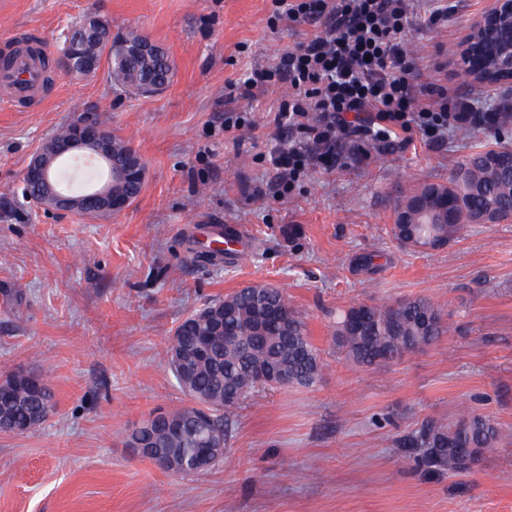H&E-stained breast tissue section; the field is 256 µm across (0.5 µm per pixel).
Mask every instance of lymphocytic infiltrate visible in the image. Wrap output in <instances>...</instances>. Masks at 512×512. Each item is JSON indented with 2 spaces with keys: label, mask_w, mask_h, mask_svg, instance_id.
<instances>
[{
  "label": "lymphocytic infiltrate",
  "mask_w": 512,
  "mask_h": 512,
  "mask_svg": "<svg viewBox=\"0 0 512 512\" xmlns=\"http://www.w3.org/2000/svg\"><path fill=\"white\" fill-rule=\"evenodd\" d=\"M283 25L321 23L320 32L285 49L270 68L254 70L248 89L287 88L288 101L274 118L288 144L273 149L278 197L290 195L309 167L335 164L336 146L358 153L388 147L418 130L435 140L451 127L484 119L499 125L498 112L478 114L444 85L419 82L408 50L412 0H275Z\"/></svg>",
  "instance_id": "lymphocytic-infiltrate-1"
}]
</instances>
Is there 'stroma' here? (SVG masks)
<instances>
[{
  "label": "stroma",
  "instance_id": "1",
  "mask_svg": "<svg viewBox=\"0 0 512 512\" xmlns=\"http://www.w3.org/2000/svg\"><path fill=\"white\" fill-rule=\"evenodd\" d=\"M447 22L410 18L425 82L463 98L512 103V89L465 80L459 49L494 0H453ZM271 0H0V36L36 28L59 53L88 11L113 34L163 47L169 85L155 95L111 86L105 71L56 75L45 100L0 101V378L45 375L55 401L39 428L0 433V512H512V220L475 224L442 249L406 248L391 234L395 187L447 182L471 151L512 145V121L418 134L364 158L338 146L336 168L305 172L291 197L252 199L273 182L267 159L286 91L245 95L316 26L270 28ZM106 119L141 155L146 179L119 214L97 218L36 206L23 192L32 156L60 127ZM198 224L242 229L244 260L206 262ZM298 229L284 240L282 227ZM384 252L372 274L355 257ZM248 284L283 288L325 363L311 388L256 389L211 470L170 474L124 444L128 427L189 405L167 363L176 326ZM425 296L450 331L395 364L356 368L338 355L334 325L359 303ZM506 433L465 475L428 473L396 446L460 407Z\"/></svg>",
  "mask_w": 512,
  "mask_h": 512
}]
</instances>
